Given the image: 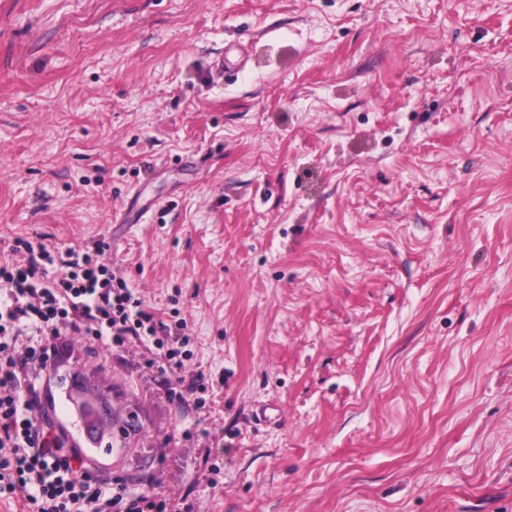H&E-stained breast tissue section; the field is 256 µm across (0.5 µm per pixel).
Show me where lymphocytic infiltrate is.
Returning <instances> with one entry per match:
<instances>
[{"label":"lymphocytic infiltrate","mask_w":512,"mask_h":512,"mask_svg":"<svg viewBox=\"0 0 512 512\" xmlns=\"http://www.w3.org/2000/svg\"><path fill=\"white\" fill-rule=\"evenodd\" d=\"M24 264L0 262V498L20 512H174L169 498L130 493L86 471L83 450L56 431L48 414L62 356H99L136 338L160 351L186 395L200 386L185 377V322L164 323L112 272L104 246L59 251L24 241Z\"/></svg>","instance_id":"obj_1"}]
</instances>
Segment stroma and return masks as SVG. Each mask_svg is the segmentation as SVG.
I'll use <instances>...</instances> for the list:
<instances>
[{
  "label": "stroma",
  "mask_w": 512,
  "mask_h": 512,
  "mask_svg": "<svg viewBox=\"0 0 512 512\" xmlns=\"http://www.w3.org/2000/svg\"><path fill=\"white\" fill-rule=\"evenodd\" d=\"M165 323L80 360L182 512H512V0H0V251Z\"/></svg>",
  "instance_id": "obj_1"
}]
</instances>
